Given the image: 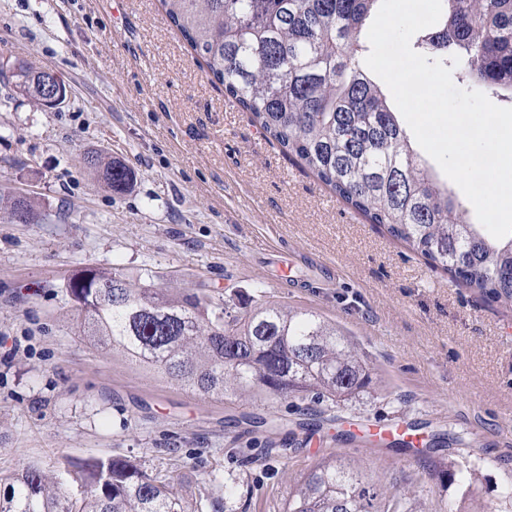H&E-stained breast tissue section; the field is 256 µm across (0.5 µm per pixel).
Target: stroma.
Returning a JSON list of instances; mask_svg holds the SVG:
<instances>
[{
    "instance_id": "1",
    "label": "stroma",
    "mask_w": 512,
    "mask_h": 512,
    "mask_svg": "<svg viewBox=\"0 0 512 512\" xmlns=\"http://www.w3.org/2000/svg\"><path fill=\"white\" fill-rule=\"evenodd\" d=\"M29 61L66 82L46 110L0 77V195L43 221H0V476L30 464L135 459L173 493L206 492L223 512H283L323 452L415 512L496 505L512 477V306L449 282L420 254L338 200L269 143L210 83L160 0H0V61ZM99 152L134 174L106 190L79 159ZM150 268L164 287L210 289L245 304L266 289L336 323L377 382L332 415L289 399L203 396L92 347L64 285L76 270ZM281 419L278 443L241 468V416ZM410 422L421 452L373 449L351 424ZM448 458L472 486L439 482ZM236 480L234 495L224 483Z\"/></svg>"
}]
</instances>
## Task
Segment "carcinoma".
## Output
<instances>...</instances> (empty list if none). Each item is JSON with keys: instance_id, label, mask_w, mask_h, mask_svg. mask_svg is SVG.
I'll list each match as a JSON object with an SVG mask.
<instances>
[{"instance_id": "1", "label": "carcinoma", "mask_w": 512, "mask_h": 512, "mask_svg": "<svg viewBox=\"0 0 512 512\" xmlns=\"http://www.w3.org/2000/svg\"><path fill=\"white\" fill-rule=\"evenodd\" d=\"M379 0H161L165 14L224 95L264 136L336 198L424 256L451 281L512 305V235L494 238L440 183L391 107L388 88L361 63ZM428 63L443 60L467 88L512 104V0H442L440 20L418 32ZM460 58L453 65L451 57ZM84 169L112 191L132 171L96 154ZM35 213L0 198V220ZM65 288L92 345L161 371L204 396L249 392L334 405L370 389L356 344L313 312L259 290L244 307L208 289L173 292L160 275L83 268ZM188 498L126 457L67 462L50 478L36 465L12 477L0 512H220ZM286 512H413L409 499L365 483L324 454L289 493Z\"/></svg>"}]
</instances>
